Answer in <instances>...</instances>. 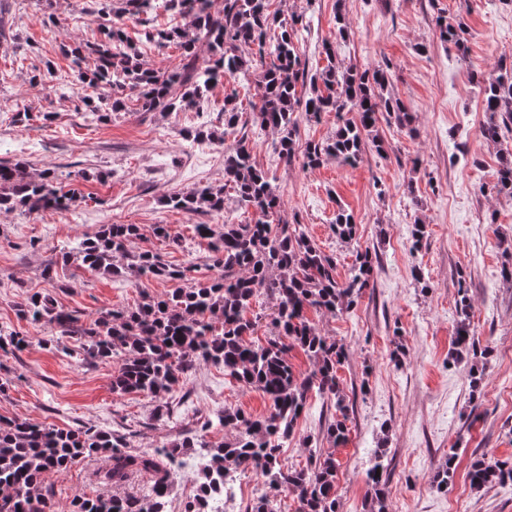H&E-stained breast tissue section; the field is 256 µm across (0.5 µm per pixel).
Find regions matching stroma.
Instances as JSON below:
<instances>
[{
	"mask_svg": "<svg viewBox=\"0 0 512 512\" xmlns=\"http://www.w3.org/2000/svg\"><path fill=\"white\" fill-rule=\"evenodd\" d=\"M8 29L0 36V162L26 163L33 176L51 171L57 182L76 183L84 202L67 211L0 212V332L26 336L19 353H0V415L60 428H110L127 433L129 446L152 451L188 430L210 444L231 440L216 415L238 407L255 417L267 414L259 390L225 380L222 367L197 364L163 399L117 394V361L86 356L76 338L53 325L19 319L18 305L30 294L49 296L77 312L83 322L102 312L158 296L173 282L155 278H104L58 270L47 278L51 255L71 250L103 224H136L140 249L160 253L173 265L194 266L193 282L204 285L215 271L199 224H249L252 212L232 192L220 214L185 213L165 204L175 191L224 184V149L217 142L187 139L185 130L224 127V96L236 90L246 108L238 129L258 167L273 178L282 216L305 224L311 239L336 259L345 279L355 248L375 253V271L358 304L332 316L313 310L307 318L326 336L344 344L348 357L338 374L351 408L348 441L334 448L336 492L341 512H362L371 494L367 474L377 449H387L390 512H512V488L474 489L472 459L488 455L512 460V282L501 270L512 262V198L490 193L499 165L495 147L481 135L488 119L482 88L473 72L488 71L512 54V0H272L281 18L305 13L310 31L301 49L310 69L322 68L324 41L334 43L337 61L359 69H386L388 89L413 117L414 132L380 116L377 135L384 152L368 150L358 166L335 159L305 167L285 164L273 151L275 132L252 119L247 105L255 92L248 74L209 92L199 108L142 112L135 103L99 118L78 99L70 59L60 51L72 42L95 41L105 22L100 0H9ZM463 22L465 48L444 46L434 18ZM344 14L345 38H336V16ZM123 28L153 67L178 65L176 47L140 41L143 29L181 25L173 12L126 16ZM31 119L17 123L20 110ZM86 178L75 181L77 172ZM358 223V244L341 242L332 220L338 207ZM427 238L414 248V222ZM168 225L180 247L156 239L152 228ZM424 273L427 288L415 282ZM466 283L472 299L471 332L491 354L487 385L473 396L465 365L454 362L456 298ZM334 409L318 395L288 440L282 460L305 465L309 448L331 446L321 430ZM456 471L448 488L431 485L446 459ZM109 464L99 455L70 469L47 473L43 488L57 512H66L79 493L147 495L145 474L120 485L98 483ZM224 512H245L267 495L275 512H297L295 495L242 474Z\"/></svg>",
	"mask_w": 512,
	"mask_h": 512,
	"instance_id": "1",
	"label": "stroma"
}]
</instances>
